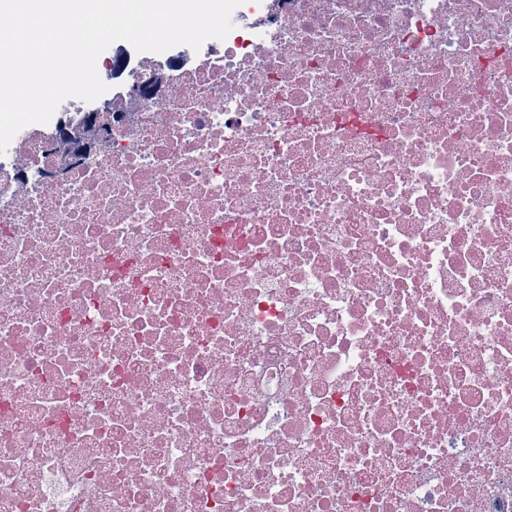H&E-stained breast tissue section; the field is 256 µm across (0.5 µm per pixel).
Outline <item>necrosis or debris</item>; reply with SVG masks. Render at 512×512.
<instances>
[{
  "label": "necrosis or debris",
  "instance_id": "1",
  "mask_svg": "<svg viewBox=\"0 0 512 512\" xmlns=\"http://www.w3.org/2000/svg\"><path fill=\"white\" fill-rule=\"evenodd\" d=\"M262 2L0 156V512H512V0Z\"/></svg>",
  "mask_w": 512,
  "mask_h": 512
}]
</instances>
